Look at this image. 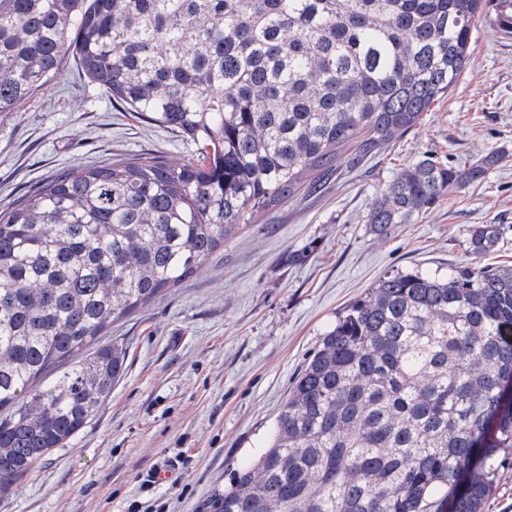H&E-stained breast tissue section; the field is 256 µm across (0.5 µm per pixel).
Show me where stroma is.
I'll list each match as a JSON object with an SVG mask.
<instances>
[{"label": "stroma", "mask_w": 512, "mask_h": 512, "mask_svg": "<svg viewBox=\"0 0 512 512\" xmlns=\"http://www.w3.org/2000/svg\"><path fill=\"white\" fill-rule=\"evenodd\" d=\"M450 95L394 145L340 162L228 240L179 288L102 337L125 371L100 412L16 478L0 512H129L167 500L201 512L270 438L294 377L337 315L379 277L470 263L467 239L498 224L489 264H512V36L477 23ZM196 148L145 122L66 59L55 80L0 116V211L68 168L142 156L180 164ZM490 151L485 178L381 241L365 222L379 191L426 153L460 165ZM172 461L169 480L147 473Z\"/></svg>", "instance_id": "obj_1"}]
</instances>
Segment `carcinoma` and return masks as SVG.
Segmentation results:
<instances>
[{"label":"carcinoma","mask_w":512,"mask_h":512,"mask_svg":"<svg viewBox=\"0 0 512 512\" xmlns=\"http://www.w3.org/2000/svg\"><path fill=\"white\" fill-rule=\"evenodd\" d=\"M512 0H0V116L70 54L196 157L69 169L0 212V494L98 414L124 372L113 323L256 217L394 142L444 100ZM425 154L367 215L388 237L484 179ZM499 224L468 241L496 251ZM512 265L387 274L322 337L257 462L203 512H481L512 448Z\"/></svg>","instance_id":"obj_1"}]
</instances>
